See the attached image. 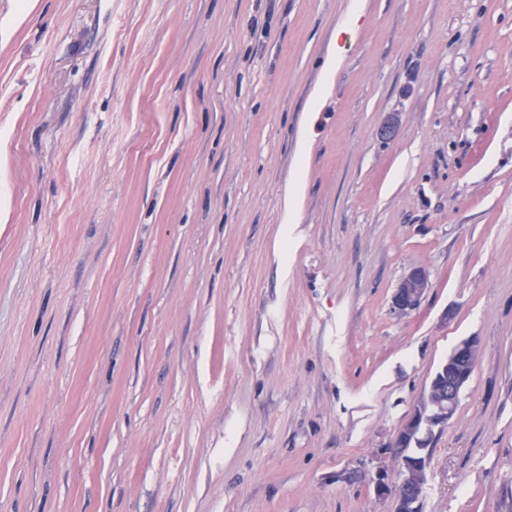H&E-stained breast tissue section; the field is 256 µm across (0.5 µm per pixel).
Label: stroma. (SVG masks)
<instances>
[{"instance_id": "obj_1", "label": "stroma", "mask_w": 512, "mask_h": 512, "mask_svg": "<svg viewBox=\"0 0 512 512\" xmlns=\"http://www.w3.org/2000/svg\"><path fill=\"white\" fill-rule=\"evenodd\" d=\"M2 139L0 512H391L470 336L422 512H512V0H0ZM432 288L429 271L423 267L411 269L398 282L392 297V307L399 313L417 309ZM479 354L477 337L464 339L451 350L393 441L391 454L397 468L379 467L371 476L374 493L378 497H390L393 512H422L429 447L453 417Z\"/></svg>"}]
</instances>
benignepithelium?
<instances>
[{
	"mask_svg": "<svg viewBox=\"0 0 512 512\" xmlns=\"http://www.w3.org/2000/svg\"><path fill=\"white\" fill-rule=\"evenodd\" d=\"M398 126V113H387L380 128V138L384 141L392 139ZM431 288L426 268L411 269L394 289L393 309L399 313L417 309ZM479 354L480 343L475 337L462 340L451 350L432 375L426 391L393 441L391 454L397 461V468L388 470L380 467L371 476L374 493L378 497L391 498L393 512H422L430 463L429 447L453 417Z\"/></svg>",
	"mask_w": 512,
	"mask_h": 512,
	"instance_id": "obj_1",
	"label": "benign epithelium"
}]
</instances>
